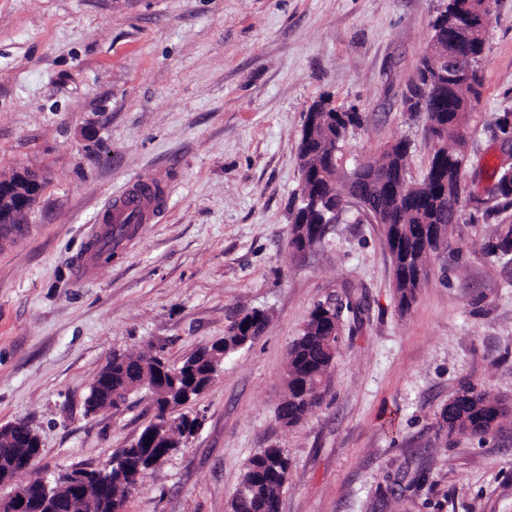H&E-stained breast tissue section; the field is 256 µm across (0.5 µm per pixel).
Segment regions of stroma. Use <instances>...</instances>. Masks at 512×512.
Returning a JSON list of instances; mask_svg holds the SVG:
<instances>
[{
	"mask_svg": "<svg viewBox=\"0 0 512 512\" xmlns=\"http://www.w3.org/2000/svg\"><path fill=\"white\" fill-rule=\"evenodd\" d=\"M439 0H0V179L42 178L29 234L0 245V423L40 436V471L97 469L151 420L144 392L86 413L113 352L170 363L245 311L269 322L194 406L198 432L129 495L126 512H228L247 461L283 448L280 512H512V423L448 435L464 383L512 407V265L486 254L512 207L466 209L408 310L383 229L358 205L294 256L297 146L321 94L357 109L345 170L432 143L403 107ZM481 96L469 118L466 195L487 197L501 157L488 129L512 112V0H491ZM163 173L168 201L110 259L74 271L105 202ZM341 314L319 407L284 426L288 347L315 305Z\"/></svg>",
	"mask_w": 512,
	"mask_h": 512,
	"instance_id": "1",
	"label": "stroma"
}]
</instances>
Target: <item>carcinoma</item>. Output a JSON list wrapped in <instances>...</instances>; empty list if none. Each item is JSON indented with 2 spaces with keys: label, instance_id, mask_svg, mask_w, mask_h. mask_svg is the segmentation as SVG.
Segmentation results:
<instances>
[{
  "label": "carcinoma",
  "instance_id": "obj_1",
  "mask_svg": "<svg viewBox=\"0 0 512 512\" xmlns=\"http://www.w3.org/2000/svg\"><path fill=\"white\" fill-rule=\"evenodd\" d=\"M483 0H453L454 11L448 14V25L470 11ZM485 50V40L472 43L465 50L452 43L434 46L437 56L448 60V98L433 102L425 98L426 61H421L411 96L405 103L411 111H422L426 119V133L434 142V154L428 168L418 182L408 181L411 189L402 197L389 195L387 184L406 176L410 142L399 139L386 146L382 158L366 162L361 169L345 176L346 193L338 189V178L331 170V156L341 152L349 130L363 124L361 113L354 109L337 108L328 94L314 105L321 111L307 113L299 139L301 177L298 185L300 206L294 213L289 248L300 247L310 236L312 226L333 215H341L346 208L344 196L353 197L366 190L376 196V215L372 219L383 228L388 250L392 240L407 248L411 269L409 279L397 278L394 284L399 306L409 307L428 276V262L440 248L448 245L454 225L460 223L469 204L485 207L494 200L497 205L512 204V179H507L509 167L500 161L494 175L496 190L486 199L466 198L458 193L442 196L443 182L453 183L461 167L465 166L469 119L467 112L456 111L457 105L479 98L482 87L480 75L470 82L451 79L462 70V58L472 55L478 64ZM492 136L502 145L512 141V113L497 119ZM488 255L512 263V224H500L495 237L485 245ZM340 317V311L330 303H320L311 311L302 333L288 350L286 368V396L278 410V419L286 426H294L321 404L323 393L335 366L341 326H331V318ZM266 311L252 309L232 324L224 337L200 346L179 364H171L163 350L149 347L137 356L112 352V408L124 406L129 395L138 389L148 391L153 417L139 438L113 459L112 496L97 495L94 485L86 488L88 498H70L69 489L61 487L58 502L51 512H125L127 497L154 470L157 457L172 456L176 445L187 439L199 414L188 410L211 386L218 368L236 353L251 346L268 322ZM256 326L254 335H241L245 324ZM501 401L488 391L473 385L465 386L441 414L439 430L471 436H487L495 432L504 412L497 411ZM41 451L38 433L22 420L14 422L9 431L0 433V484L12 483L16 476L18 457ZM290 462L281 448H262L247 462L240 476L228 508L229 512H275L276 505L288 485Z\"/></svg>",
  "mask_w": 512,
  "mask_h": 512
}]
</instances>
